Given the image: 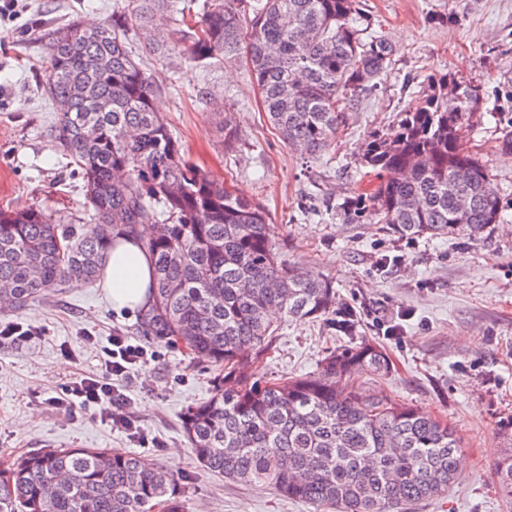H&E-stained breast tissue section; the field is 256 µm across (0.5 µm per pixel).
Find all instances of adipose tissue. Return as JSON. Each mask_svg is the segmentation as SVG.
<instances>
[{
    "label": "adipose tissue",
    "mask_w": 512,
    "mask_h": 512,
    "mask_svg": "<svg viewBox=\"0 0 512 512\" xmlns=\"http://www.w3.org/2000/svg\"><path fill=\"white\" fill-rule=\"evenodd\" d=\"M152 265L136 240L119 238L105 258L102 286L115 309L135 312L152 300Z\"/></svg>",
    "instance_id": "obj_1"
}]
</instances>
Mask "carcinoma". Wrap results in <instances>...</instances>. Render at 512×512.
Returning a JSON list of instances; mask_svg holds the SVG:
<instances>
[{"instance_id": "carcinoma-1", "label": "carcinoma", "mask_w": 512, "mask_h": 512, "mask_svg": "<svg viewBox=\"0 0 512 512\" xmlns=\"http://www.w3.org/2000/svg\"><path fill=\"white\" fill-rule=\"evenodd\" d=\"M124 2L108 23L72 21L45 41L54 142L83 182L90 224L61 227L36 207L0 209L9 309L38 303L69 280L95 281L116 239L152 224L157 230L140 241L153 265L152 303L137 326L216 367L212 398L183 420L204 469L269 486L316 512H391L448 495L462 448L451 427L385 394L344 386L357 372H392L379 347L331 351L305 377L266 381L245 372L269 348L270 311L325 318L336 312V291L324 274L281 260L265 211L186 158L158 112L151 77L133 59L129 31L138 27L150 45L191 60L244 55L270 125L309 156L333 146L344 112L388 71L391 44L360 28L357 0H204L191 26L185 0ZM448 79L422 89L419 106L366 141L358 164L380 182L354 197L348 221L375 216L400 238L462 233L477 241L500 220L492 175L464 147L481 119L480 90L462 85L450 103ZM462 166L467 181L456 178ZM498 435L492 475L512 498V417ZM0 512L183 510L179 478L136 454L49 448L0 467Z\"/></svg>"}]
</instances>
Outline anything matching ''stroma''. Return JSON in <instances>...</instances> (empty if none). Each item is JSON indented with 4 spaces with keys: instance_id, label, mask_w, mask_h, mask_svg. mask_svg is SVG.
Masks as SVG:
<instances>
[{
    "instance_id": "obj_1",
    "label": "stroma",
    "mask_w": 512,
    "mask_h": 512,
    "mask_svg": "<svg viewBox=\"0 0 512 512\" xmlns=\"http://www.w3.org/2000/svg\"><path fill=\"white\" fill-rule=\"evenodd\" d=\"M362 18L393 47L377 89L347 113L336 148L304 158L268 123L247 66L192 62L131 37L159 90L157 106L191 162L259 204L276 228L282 260L320 271L337 309L353 308L352 332L330 319L275 314L277 332L257 371L267 378L317 371L327 350L376 343L395 364L386 379L358 374L349 389L380 391L451 424L463 443L447 497L416 512H512L492 476L500 421L512 415V0H359ZM116 0H19L0 17V208L37 207L53 223L81 226L82 181L56 150V114L45 93L48 29L111 20ZM451 74L480 87L483 118L464 143L488 167L504 212L477 241L465 236L398 238L382 224H349L336 207L373 188L356 161L368 136L396 125L420 86ZM236 140L224 143V126ZM35 328L37 339H0V464L44 448H124L180 477L184 512H314L263 486L206 473L187 444L182 417L212 395L215 368L202 357L137 329L116 312L100 283L62 284L43 302L1 318ZM120 331L147 355L128 383L129 412L146 444L86 411L71 417L48 399L62 384L101 371L88 336Z\"/></svg>"
}]
</instances>
